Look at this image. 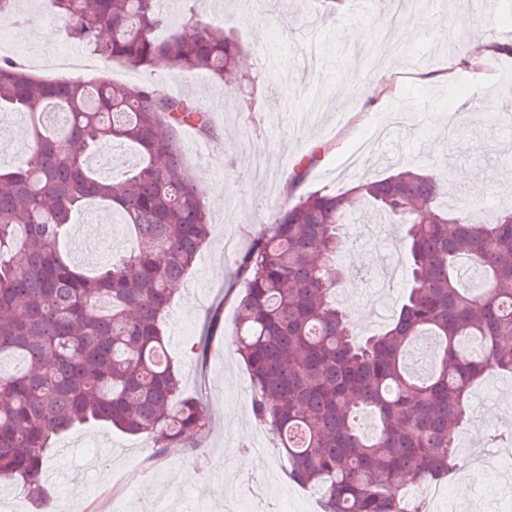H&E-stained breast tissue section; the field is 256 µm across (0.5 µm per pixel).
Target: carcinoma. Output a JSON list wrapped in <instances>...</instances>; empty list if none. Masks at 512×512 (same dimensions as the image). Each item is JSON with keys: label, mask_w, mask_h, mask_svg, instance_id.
<instances>
[{"label": "carcinoma", "mask_w": 512, "mask_h": 512, "mask_svg": "<svg viewBox=\"0 0 512 512\" xmlns=\"http://www.w3.org/2000/svg\"><path fill=\"white\" fill-rule=\"evenodd\" d=\"M66 38L105 62H160L222 81L241 45L193 13L177 25L162 0H50ZM28 118L29 155L0 168V482L32 499L53 441L83 425L148 434L156 455L201 445L202 400L182 394L164 319L210 235L202 188L178 132L212 134L209 110L152 83L74 81L0 61V115ZM114 144L137 150L118 181L90 159ZM430 174L404 169L344 192L287 201L242 252L244 284L231 345L252 381L254 418L278 435L287 480L313 487L323 512H421L404 481L448 476L454 428L474 383L512 374V206L489 223L440 202ZM92 201L123 215L134 246L93 276L61 252ZM402 228L410 287L392 322L359 338L333 300L335 266L361 205ZM433 340L422 369L410 348ZM371 414L367 434L357 417Z\"/></svg>", "instance_id": "obj_1"}]
</instances>
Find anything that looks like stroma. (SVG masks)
Instances as JSON below:
<instances>
[{"label": "stroma", "instance_id": "35a3bbf8", "mask_svg": "<svg viewBox=\"0 0 512 512\" xmlns=\"http://www.w3.org/2000/svg\"><path fill=\"white\" fill-rule=\"evenodd\" d=\"M26 16L19 31L38 56L24 62L32 74L64 77L53 58L69 51L87 63L84 80L106 75L123 83L154 81L169 93L195 99L210 110L214 138L192 129L179 133L184 165L205 193L213 233L198 254L165 321L168 350L180 370L185 395L202 396L208 432L200 450L154 455L148 435H129L94 425L61 436L46 468L52 508L69 512H106L121 502L124 512H183L185 498L203 512H226L225 490L243 493L263 475L280 500L279 512H320L314 491L287 482L275 432L251 414V380L230 345L237 297H225L235 261L262 224L268 223L287 196L312 191H344L360 176L389 175L405 162L448 185L449 199L463 197L482 204L488 221L498 206L512 204V132L494 115L512 114V56L481 53L479 42L512 41V0L485 15L473 0H402L393 13L389 0H344L327 12L323 0H268L264 12L246 0H171L168 9L224 27L247 51L241 68L243 90L225 95L222 83L205 72L184 73L161 63L133 70L103 63L91 51L59 33L60 24L44 0H19ZM469 9L472 31H459L454 17ZM427 24L413 38L395 37L397 23ZM368 29L365 41L351 42L348 32ZM264 41H257V31ZM379 81L374 96L364 86ZM467 100L466 117L449 127L448 116ZM326 152L295 188L285 184L289 172L314 149ZM234 182L225 192L226 182ZM108 211L91 203L64 243L69 258L85 272L130 247L125 225H109ZM372 209L348 228L346 247L336 262L355 269L398 267L395 287L349 276L338 288L336 303L351 316L359 334L383 328V310L393 317L407 284V262L394 247L379 248L369 228L379 226ZM220 327L208 340L206 357L193 354L211 315ZM512 395V377L491 373L475 386L477 403L457 431L460 467L442 480L449 500H434L427 512H512V487L479 465L480 456L512 454L511 445L494 437L512 432V412L503 394ZM262 444L268 456L249 454ZM80 485L83 496L72 493Z\"/></svg>", "mask_w": 512, "mask_h": 512}]
</instances>
